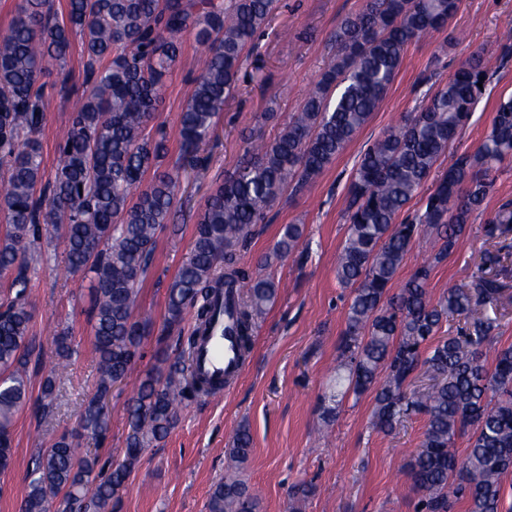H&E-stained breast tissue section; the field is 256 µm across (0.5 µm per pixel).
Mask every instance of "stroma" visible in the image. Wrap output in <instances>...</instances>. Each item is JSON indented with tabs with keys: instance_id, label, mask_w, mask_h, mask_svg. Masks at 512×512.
Wrapping results in <instances>:
<instances>
[{
	"instance_id": "35a3bbf8",
	"label": "stroma",
	"mask_w": 512,
	"mask_h": 512,
	"mask_svg": "<svg viewBox=\"0 0 512 512\" xmlns=\"http://www.w3.org/2000/svg\"><path fill=\"white\" fill-rule=\"evenodd\" d=\"M362 0H280L269 25L245 53L238 88L220 114L213 136L193 169L187 170L174 207L173 222L160 232L153 263L141 284L135 318L151 323L136 366L116 386L109 401L110 429L105 438L80 437L79 444L100 462L124 457L128 400L152 370L161 351L173 350L191 318L168 324V285L189 257L198 213L204 199L225 173L233 171L254 140H273L287 125L308 90L329 62V40L345 16L359 11ZM512 28V0H462L456 17L440 31L410 45L403 64L368 125L309 186H289L272 206L268 221L253 225L240 265L263 271L279 285L276 302L259 320L253 349L237 379L215 395L188 401L167 438L146 449L112 512H207L208 491L224 475V459L234 430L247 424L253 451L244 476L261 502L262 512H418L419 496L407 465L423 438L424 416L407 418L389 434L372 426L373 392L341 394L336 417L324 426L321 397L339 392L333 368L346 330L350 289L336 280V258L344 242L350 175L366 145L414 112L425 88L423 72L447 80L458 63L480 46H496ZM183 53L162 89L153 125L168 141L167 163L179 156V122L204 67L206 51L194 29L181 35ZM83 57L73 46L67 69L69 95L47 88L42 143L44 178L52 180L59 164L57 134L64 128L82 92ZM512 92V66L489 86L453 153L474 151L488 132L495 103ZM271 120H264V113ZM492 191L476 212L453 251L435 263L430 276L433 298L467 283L490 246L484 227L505 201L512 200V160L492 173ZM303 229L299 248L276 258L275 242L286 225ZM51 247L31 273L33 351L30 393L11 427L12 460L0 471V512H20L28 470L39 449L49 447L77 427L79 412L93 393V361L88 288L67 275L62 256ZM69 329L77 344L72 366L59 375L53 411L40 408L41 382L54 357V334ZM306 482L313 493L292 501L294 484Z\"/></svg>"
}]
</instances>
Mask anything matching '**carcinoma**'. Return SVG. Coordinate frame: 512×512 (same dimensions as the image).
I'll return each mask as SVG.
<instances>
[{
  "label": "carcinoma",
  "instance_id": "obj_1",
  "mask_svg": "<svg viewBox=\"0 0 512 512\" xmlns=\"http://www.w3.org/2000/svg\"><path fill=\"white\" fill-rule=\"evenodd\" d=\"M49 0H20L0 35V273L18 268L15 296L0 312V462L12 456L10 429L29 393L32 311L29 279L20 263L42 233L64 228L67 269L89 278L92 350L97 386L85 402L79 428L96 438L108 432L107 405L115 383L127 377L149 320L134 310L153 259L158 233L170 222L186 173L207 142L236 87L243 52L264 29L278 0H66L65 17ZM459 0H363L332 37L327 69L279 136L255 143L233 173L206 197L194 228L189 259L168 286V321L195 311L196 325L177 339L179 354L148 372L126 406L124 458L104 468L59 436L39 451L21 512H50L63 496L76 512H111L142 453L178 423L187 394L222 388L194 367L200 335L220 312L219 289L233 291L234 334L243 355L252 349L256 321L277 297L268 276L246 275L239 246L263 222L288 182L315 180L368 124L383 101L410 44L444 29ZM196 30L207 50L192 96L181 113L179 162L158 172L168 153L153 130L164 78L178 62L181 33ZM79 37L85 91L58 151L60 163L43 193L42 146L36 133L44 112L46 64L64 71ZM512 60V29L493 52L479 49L436 91L424 93L414 115L364 151L348 186L346 237L336 277L352 289L347 329L336 374L352 391L375 389L374 425L391 432L404 417H427L420 448L408 466L422 512H450L452 499L468 512H504V478L512 474V345L492 349L495 313L512 303V277L501 251L512 248V202L501 204L485 235L498 244L481 258L470 283L433 301L430 265L418 267L400 292L389 285L412 240L434 237L439 262L454 248L472 215L490 194V173L512 158V95L496 103L490 130L473 152L455 156L424 204L399 219L447 153L483 99L493 76ZM482 86H477V83ZM151 178H146L147 173ZM302 228L285 227L277 255L299 246ZM461 316L459 335L435 339L443 319ZM74 353V337L57 336V362L42 384V408L53 404L55 379ZM433 383L407 392L420 366ZM468 436L465 457L452 451ZM252 452L245 426L233 435L224 478L209 491L207 512H259L260 501L242 478Z\"/></svg>",
  "mask_w": 512,
  "mask_h": 512
}]
</instances>
